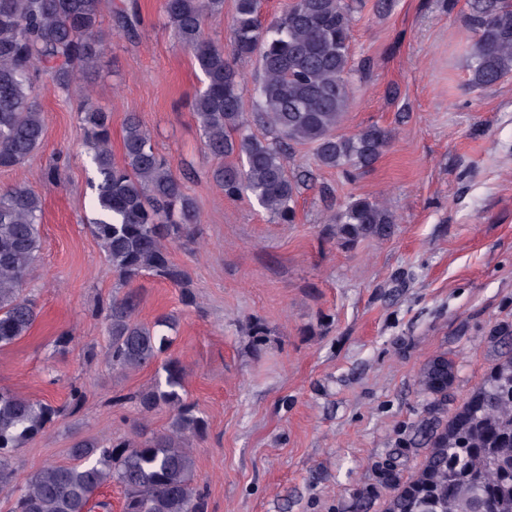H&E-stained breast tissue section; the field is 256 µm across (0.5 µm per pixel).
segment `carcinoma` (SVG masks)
Masks as SVG:
<instances>
[{
  "label": "carcinoma",
  "instance_id": "1",
  "mask_svg": "<svg viewBox=\"0 0 512 512\" xmlns=\"http://www.w3.org/2000/svg\"><path fill=\"white\" fill-rule=\"evenodd\" d=\"M110 8L111 0H0V168L22 164L42 146L45 119L32 97L33 77L46 73L55 87H69L102 53L101 18ZM162 8L173 36L204 76L192 111L217 160L209 178L224 197L246 195L291 224L306 178L288 170L293 146L312 145L318 165L346 175L372 168L390 146L393 131L377 124L342 132L352 94L348 0H292L266 26L262 0H236L227 49L204 30L206 17L221 13L224 0H162ZM116 18L120 31L135 36L134 9L119 7ZM468 22L476 36L470 82L491 87L512 72V7L503 0H472ZM255 55L261 71L253 88L258 117L271 133L263 139L249 131L241 110L247 86L237 63ZM81 120L94 170L90 229L109 270L126 285L146 274L167 280L182 288L185 304H194L189 276L164 245L193 238L198 226L195 201L182 179L135 116L125 123L120 162L112 155L111 113L87 99ZM41 214L42 200L32 190L0 189V347L26 335L38 317L25 285L40 260ZM333 222L342 246L388 239L396 231L393 212L364 197L339 206ZM138 305L127 292L103 308L110 336L106 357L121 373L156 367L154 384L123 400L143 413L168 410L167 430L75 440V464H48L31 475L11 512H89L90 501L109 482L123 489L122 512H207L191 452L206 422L184 397L180 362L160 360L178 320L162 313L143 321ZM420 386L431 394L448 389L429 366ZM58 414L47 401L0 389L1 493L15 491L17 450ZM418 483L430 501L399 496L391 501L393 512H472L477 500L482 512H512V358L498 364L436 435Z\"/></svg>",
  "mask_w": 512,
  "mask_h": 512
}]
</instances>
